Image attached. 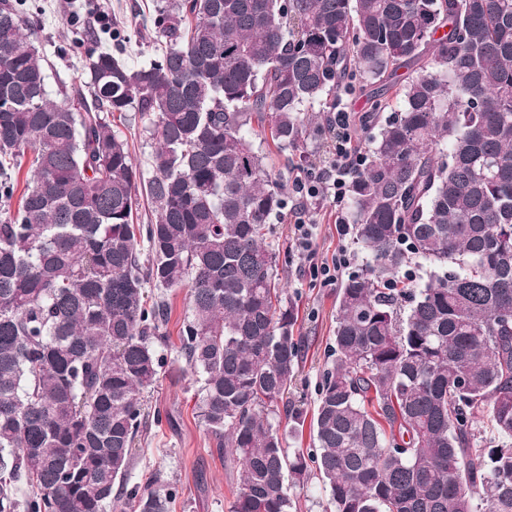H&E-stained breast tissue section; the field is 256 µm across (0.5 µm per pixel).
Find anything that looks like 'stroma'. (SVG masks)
I'll return each mask as SVG.
<instances>
[{
    "instance_id": "obj_1",
    "label": "stroma",
    "mask_w": 512,
    "mask_h": 512,
    "mask_svg": "<svg viewBox=\"0 0 512 512\" xmlns=\"http://www.w3.org/2000/svg\"><path fill=\"white\" fill-rule=\"evenodd\" d=\"M22 8L38 36L50 96H57L62 85L86 78L82 60L87 47L79 43L75 24L98 35L114 30L124 34L127 42L122 57L129 65H141L153 56L151 47L140 39L153 0H23ZM306 215L314 225L315 245L323 258L333 259L344 251L352 258V271L365 269V255L355 249L351 238L338 235L336 209L329 201L308 202ZM269 240L277 255L278 277L298 315L296 333L306 342L288 398L310 415L316 407L318 382L333 343L339 288L322 284L304 266L292 243L290 215H283L271 225ZM165 297L168 341L162 352L166 364L157 385L145 396V430L129 482L146 485L160 470L180 490L173 512H228L237 476L223 458L211 451L212 441L197 415L199 384L178 353L189 289L172 288ZM159 411L172 415V423L156 424L154 415Z\"/></svg>"
}]
</instances>
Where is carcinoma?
Instances as JSON below:
<instances>
[{"label": "carcinoma", "mask_w": 512, "mask_h": 512, "mask_svg": "<svg viewBox=\"0 0 512 512\" xmlns=\"http://www.w3.org/2000/svg\"><path fill=\"white\" fill-rule=\"evenodd\" d=\"M149 21L154 59L99 44L54 100L0 0V512H106L122 493L170 512L162 472L128 479L164 367L168 307L146 285L187 282L179 353L240 466L230 512H295L313 474L334 512H512V0H154ZM338 93L365 96L376 129L349 191L372 264L340 288L313 447L292 450L304 343L263 145L322 138ZM131 111L147 174L112 125ZM414 260L438 275L413 283Z\"/></svg>", "instance_id": "obj_1"}]
</instances>
